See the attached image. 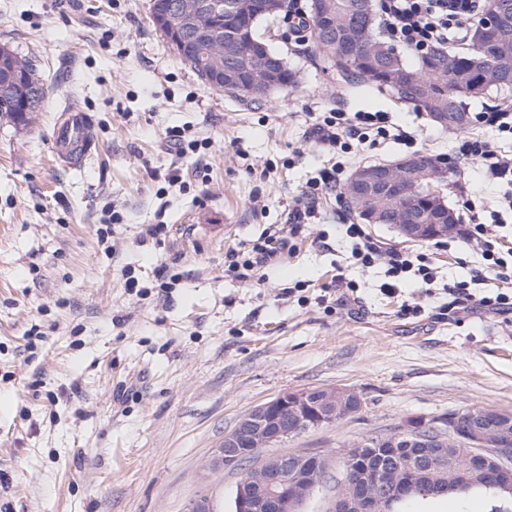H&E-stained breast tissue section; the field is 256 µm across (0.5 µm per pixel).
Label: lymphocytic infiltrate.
<instances>
[{
	"instance_id": "f902f5d3",
	"label": "lymphocytic infiltrate",
	"mask_w": 512,
	"mask_h": 512,
	"mask_svg": "<svg viewBox=\"0 0 512 512\" xmlns=\"http://www.w3.org/2000/svg\"><path fill=\"white\" fill-rule=\"evenodd\" d=\"M479 10L480 0H387V36L418 54L451 41L464 44L469 40L467 20ZM477 122L478 129L460 137L457 157L485 170L503 191L490 202L464 200L469 223L462 233L480 256L482 267L471 281L448 286V301L441 310L446 313L474 302L494 313L512 316V292L479 295L474 291L475 286L491 281L512 285V247L501 248L495 235L496 228L512 220V149L503 147L504 142H512V100L502 102L496 111L479 113ZM486 125L495 131L496 140L485 137L482 128ZM311 134L328 155L327 167L308 181L300 199L289 209L286 223L267 228L248 245L225 252L226 276L253 282L257 271L276 265L283 253L296 252L298 237L304 226L316 220L322 200L340 195L345 157L355 145L376 146L389 141L408 145L415 140L414 133L394 123L388 113L339 109L318 113ZM343 231L352 242L351 256L356 264L384 266L387 280L380 286L382 294L395 295L400 285L408 282L419 283L428 291L436 288L437 270L427 254L382 247L370 238L363 225L353 221L345 224Z\"/></svg>"
}]
</instances>
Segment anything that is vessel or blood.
Returning <instances> with one entry per match:
<instances>
[{"mask_svg":"<svg viewBox=\"0 0 512 512\" xmlns=\"http://www.w3.org/2000/svg\"><path fill=\"white\" fill-rule=\"evenodd\" d=\"M96 145L93 120L77 108L64 111L55 123L51 153L54 161L71 168L81 167Z\"/></svg>","mask_w":512,"mask_h":512,"instance_id":"obj_1","label":"vessel or blood"}]
</instances>
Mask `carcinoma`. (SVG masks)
Returning a JSON list of instances; mask_svg holds the SVG:
<instances>
[{
	"label": "carcinoma",
	"mask_w": 512,
	"mask_h": 512,
	"mask_svg": "<svg viewBox=\"0 0 512 512\" xmlns=\"http://www.w3.org/2000/svg\"><path fill=\"white\" fill-rule=\"evenodd\" d=\"M223 2L224 12L217 19L224 20V67L237 76L228 91L248 99V89L256 85L260 91L252 98L262 100L296 86L297 73L259 33L263 21L288 12V0ZM308 11L312 52L324 68L345 81L385 88L430 118L446 116L448 128L463 130L470 124L469 100L512 90V0H487L484 13L470 23L468 47L437 45L412 62L380 36L373 0H309ZM165 36L181 60L208 80L197 39L180 31ZM4 55L25 88V102L0 98V114L26 124L27 114L37 111L43 90L29 60L9 48ZM415 158L414 169L399 189L384 193L346 184L343 194L351 196L346 206L358 223L394 224L398 207L405 203L417 224L459 223L448 200L427 189L431 182L448 181L449 167L431 154Z\"/></svg>",
	"instance_id": "cac0c4a2"
}]
</instances>
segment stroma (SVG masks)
<instances>
[{
	"instance_id": "obj_1",
	"label": "stroma",
	"mask_w": 512,
	"mask_h": 512,
	"mask_svg": "<svg viewBox=\"0 0 512 512\" xmlns=\"http://www.w3.org/2000/svg\"><path fill=\"white\" fill-rule=\"evenodd\" d=\"M150 7L0 0V46L28 59L43 85L27 126L0 117V512H184L203 495L233 512L239 469L204 465L241 414L286 392L349 387L364 399L357 415L279 444L332 464L303 512H331L353 440L470 406L512 413V318L478 307L436 316L444 284L479 266L463 238L438 245L366 225L381 246L426 253L438 269L439 287L410 318L400 306L412 287L383 295L384 268L354 263L332 197L263 283L224 274L225 251L285 223L324 167L309 136L314 113L389 112L416 129L410 148L361 145L354 169L412 152L453 157L457 131L325 70L283 17L260 30L297 86L235 98L180 61ZM71 107L94 121L96 148L78 169L50 156L54 123ZM175 126L211 138V148L170 153L163 134ZM174 166L190 191L159 195ZM500 191L464 163L446 195L458 208ZM110 207L124 216L112 227L115 254L98 236ZM158 222L166 236L140 241L143 225ZM162 265L180 276L167 296L127 288L124 268L150 281ZM340 270L361 301L328 312L316 298ZM298 283L303 299L284 297Z\"/></svg>"
}]
</instances>
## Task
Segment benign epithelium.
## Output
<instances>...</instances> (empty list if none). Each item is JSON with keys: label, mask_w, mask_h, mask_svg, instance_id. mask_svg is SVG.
<instances>
[{"label": "benign epithelium", "mask_w": 512, "mask_h": 512, "mask_svg": "<svg viewBox=\"0 0 512 512\" xmlns=\"http://www.w3.org/2000/svg\"><path fill=\"white\" fill-rule=\"evenodd\" d=\"M217 11L210 0H173L158 12L164 27L204 36L205 51L211 69L212 85L224 89V30L208 25ZM408 160L383 163L351 177L355 182L371 184L399 183V174ZM409 239H427L448 235L452 224H395ZM360 394L348 388H325L318 392L303 390L280 395L260 404L237 420L224 434L219 447L213 449L206 468L217 473L234 466L249 447L263 453L260 466L250 477H243L235 488L236 512H300L310 492L328 471V458L317 453H267L276 445L296 437L305 429L334 424L362 410ZM424 442V451L404 458L383 453L377 466L366 469L356 481L351 474L363 466L371 441L361 438L352 442L342 458L344 478L339 483L332 512H387L395 499L407 494L427 497L449 492L481 481L487 485L512 490V469L500 463V457H512V415L494 408L468 407L440 425L408 419L384 437L390 448ZM463 446L469 452L467 464L455 468L446 484L428 481L430 473L448 467V448ZM490 452L479 453L477 449Z\"/></svg>", "instance_id": "benign-epithelium-1"}]
</instances>
